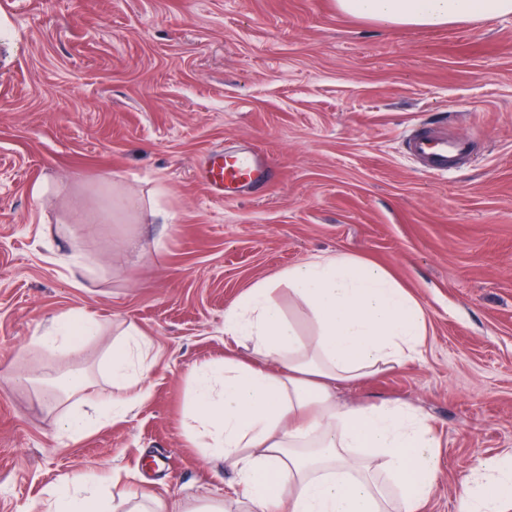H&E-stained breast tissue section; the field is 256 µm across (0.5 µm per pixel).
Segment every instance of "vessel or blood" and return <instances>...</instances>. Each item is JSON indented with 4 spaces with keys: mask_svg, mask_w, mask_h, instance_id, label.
<instances>
[{
    "mask_svg": "<svg viewBox=\"0 0 512 512\" xmlns=\"http://www.w3.org/2000/svg\"><path fill=\"white\" fill-rule=\"evenodd\" d=\"M411 152L422 159L424 173L439 177L457 168L469 155V142L450 138L427 129L414 130L409 136ZM271 178V169L264 157L254 151L221 154L213 157L203 179L208 188L224 197L246 187H259Z\"/></svg>",
    "mask_w": 512,
    "mask_h": 512,
    "instance_id": "vessel-or-blood-1",
    "label": "vessel or blood"
}]
</instances>
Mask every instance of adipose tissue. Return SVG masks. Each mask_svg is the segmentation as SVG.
<instances>
[{
  "instance_id": "1",
  "label": "adipose tissue",
  "mask_w": 512,
  "mask_h": 512,
  "mask_svg": "<svg viewBox=\"0 0 512 512\" xmlns=\"http://www.w3.org/2000/svg\"><path fill=\"white\" fill-rule=\"evenodd\" d=\"M348 15L382 27L450 26L512 15V0H336ZM307 308L303 335L278 299L279 285ZM96 322L78 314L41 336L47 352L87 357ZM224 333L252 344L248 357L197 367L187 399L194 447L234 475L230 497L247 512H423L437 491L439 442L429 418L402 402H342L339 386L418 356L425 310L385 267L348 255L293 266L242 294L224 313ZM148 342L128 326L110 359L112 397L93 414L67 412L59 432L84 436L98 418L122 420L148 395ZM104 478L65 477L40 512H111ZM512 504V459L480 463L466 476L456 512H504Z\"/></svg>"
}]
</instances>
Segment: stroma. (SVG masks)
Returning a JSON list of instances; mask_svg holds the SVG:
<instances>
[{"label": "stroma", "mask_w": 512, "mask_h": 512, "mask_svg": "<svg viewBox=\"0 0 512 512\" xmlns=\"http://www.w3.org/2000/svg\"><path fill=\"white\" fill-rule=\"evenodd\" d=\"M1 24L0 512L74 474L114 495L149 479L168 507L223 496L232 473L183 428L192 370L223 359L224 312L248 288L325 255L388 268L424 307L421 354L336 395L428 415L440 468L423 512H454L470 470L512 448V16L386 28L336 0H0ZM423 126L469 139L470 162L424 176L407 148ZM242 149L274 182L215 196L201 167ZM71 251L79 288L57 262ZM79 312L94 350L57 353L47 377L36 341ZM131 323L148 397L62 437L66 375L111 397Z\"/></svg>", "instance_id": "1"}]
</instances>
